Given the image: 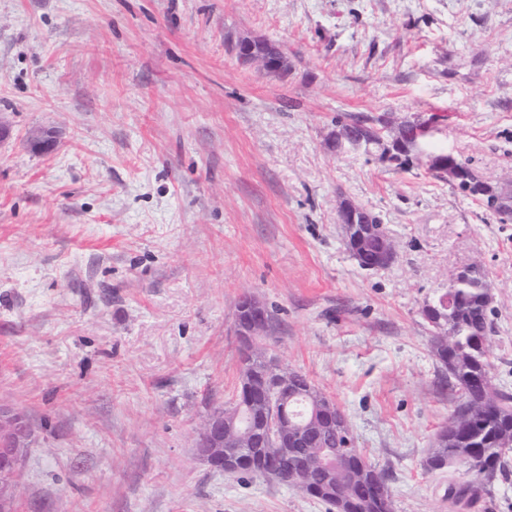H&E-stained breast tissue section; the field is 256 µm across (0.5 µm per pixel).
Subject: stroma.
Here are the masks:
<instances>
[{
    "mask_svg": "<svg viewBox=\"0 0 512 512\" xmlns=\"http://www.w3.org/2000/svg\"><path fill=\"white\" fill-rule=\"evenodd\" d=\"M243 36L287 71L241 64ZM340 112L438 115L437 144L497 179L512 0H0V404L35 435L17 512H329L196 459L237 385L245 291L394 512H458L467 464L423 468L459 394L422 307L481 264L512 390V224L424 169L327 151ZM344 200L397 241L390 267L352 259Z\"/></svg>",
    "mask_w": 512,
    "mask_h": 512,
    "instance_id": "1",
    "label": "stroma"
}]
</instances>
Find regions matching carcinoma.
Instances as JSON below:
<instances>
[{"label":"carcinoma","mask_w":512,"mask_h":512,"mask_svg":"<svg viewBox=\"0 0 512 512\" xmlns=\"http://www.w3.org/2000/svg\"><path fill=\"white\" fill-rule=\"evenodd\" d=\"M382 115L338 113L335 121L359 126L377 124ZM485 271L445 292L448 297L450 335L432 337V353L441 368L443 383L459 391L460 399L448 423L436 434V443L423 462L428 472L442 471L456 461L469 466L473 480L467 484H448V499L473 507L493 483L512 473L509 449L512 442V391L490 383V334L492 310L488 306L482 279ZM269 353L265 339L248 351H240L241 361L249 363L257 383L265 379L263 361ZM329 453L343 460V468L332 475L312 461V438L303 437L286 448L285 459L275 479L288 486L306 485L308 496L328 504L336 512H393L392 497L373 493L375 484H387L385 474L373 466L357 448L352 431L325 440ZM236 452L244 464L239 473L263 475V460L276 454L275 443L266 433Z\"/></svg>","instance_id":"obj_1"}]
</instances>
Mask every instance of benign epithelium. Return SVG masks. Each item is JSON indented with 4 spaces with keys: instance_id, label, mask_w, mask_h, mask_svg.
Segmentation results:
<instances>
[{
    "instance_id": "benign-epithelium-1",
    "label": "benign epithelium",
    "mask_w": 512,
    "mask_h": 512,
    "mask_svg": "<svg viewBox=\"0 0 512 512\" xmlns=\"http://www.w3.org/2000/svg\"><path fill=\"white\" fill-rule=\"evenodd\" d=\"M262 44V40L243 37L235 45V52L240 62L252 64L257 61L275 71H281L287 66L286 58H264L256 53V49ZM383 125L390 132L388 137L380 139V148L374 159L382 165H392L405 161L411 166H422L427 170L441 173L448 177V181L457 184L463 180L471 190V194L478 198V202L492 210H509L512 212V181L504 185L494 183L482 178H470L465 170L455 166L448 153H434L423 151L414 154L406 146L403 131L412 129L415 138L427 140L435 132V121L423 114H414L409 118L397 120L393 115L383 117ZM363 141L359 131L347 124H338L329 133L325 145L336 152L343 150L345 144L350 143L358 147ZM338 223L341 224L347 248L354 259L366 263L361 251L362 242L372 236L388 239L381 224L372 222L370 211L352 202H343L338 209ZM397 250L389 245L384 251L378 253L373 262L368 264L371 269H380L389 266ZM237 313L246 314L249 317L248 329L236 332L239 342L245 348L250 347L259 338L269 335V320L265 305L257 296L251 293L240 295L237 302ZM266 384L272 386L268 399L265 400V408L262 415L254 416L251 407L227 406L211 416L200 433L199 445L203 451L197 453L199 461L211 466L216 461L224 463V470H238L237 457L224 453L226 448H238L241 443L249 439L250 435L261 427L269 433L275 434L274 442L280 447L286 448L290 444L288 433L297 435L305 431L306 426L319 422L326 431L339 432L345 430V424L341 417L336 415V404L330 399L321 400L314 394L306 393V398L311 403L312 412L298 421L288 413V377L285 376V368L274 357L265 359ZM30 428L24 417L18 410L0 404V446L13 449L10 461L0 465V474L11 475L20 462L21 449L29 447Z\"/></svg>"
}]
</instances>
